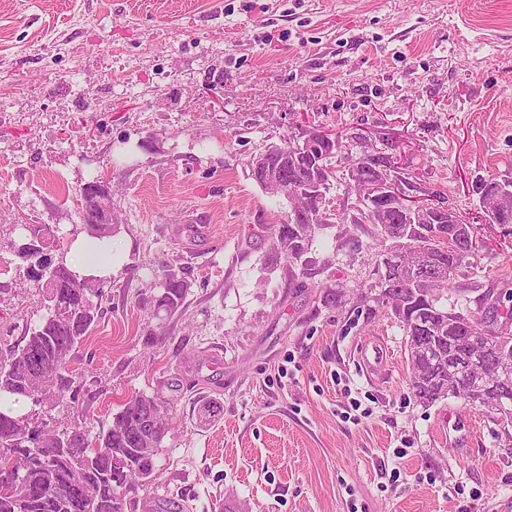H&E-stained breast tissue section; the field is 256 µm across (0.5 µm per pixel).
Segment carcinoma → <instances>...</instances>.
<instances>
[{"label":"carcinoma","instance_id":"carcinoma-1","mask_svg":"<svg viewBox=\"0 0 512 512\" xmlns=\"http://www.w3.org/2000/svg\"><path fill=\"white\" fill-rule=\"evenodd\" d=\"M324 164L325 181H330L331 159H322L312 152L290 149L273 153L267 158L271 170L288 176L286 194L291 196L309 176L316 163ZM92 181L82 188L80 194L81 217L90 237L112 238V225L92 223L86 194ZM479 203L486 216L494 224H512V211L497 214L496 202L512 198V179L479 180L476 185ZM407 226L404 244L410 248L423 249L437 257L444 241L456 248L455 261L447 265L444 280L438 285L441 291L459 270L466 266L473 248V231L469 224H422L405 219ZM274 238L284 244L288 259L298 260L312 242L316 231L314 224L274 225ZM76 274L69 268L64 256L38 280L33 281L41 289L45 301L50 305L47 317L21 338V342L0 353V393L18 395L39 402L33 381L29 378L32 360L37 357L53 358L57 366H48L44 375L48 378L60 373L58 397H68L74 405L80 403V392L74 388L73 369L69 368L73 355L98 319L97 304L93 298L102 294L100 288H82L74 281ZM190 284L185 277L171 268L166 270L159 283L161 292L152 297L157 311L171 315L182 306ZM397 293L401 305L392 309L394 316L403 324L406 333L408 361L412 369L411 392L416 402L429 406L450 396L461 399L469 407L489 409L482 385L466 379L462 388L448 392V377L445 368L448 362H463V356L474 346L480 345L494 355L512 357V341L484 343V321L474 320L452 308L439 304L438 299L420 297L412 284L398 283ZM429 336L437 345L436 357L439 365L424 364L427 372L418 367L419 353L414 351L418 337ZM142 420L125 403L114 415L112 424L97 436L90 437L84 430L74 428L56 432L39 425L28 415L0 413V476L6 469L19 471L24 476L26 492L18 497L0 491V512H73L68 489L73 482L85 483L99 489V497L87 504L86 512H125L126 494L135 489L136 481L148 480L155 474V465L143 460L133 451L130 439L141 433ZM97 448H110L124 454L126 467L116 471L108 461L91 462ZM54 480L61 494L51 502L39 498L38 485Z\"/></svg>","mask_w":512,"mask_h":512}]
</instances>
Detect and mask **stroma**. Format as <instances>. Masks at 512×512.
Listing matches in <instances>:
<instances>
[{
	"instance_id": "stroma-1",
	"label": "stroma",
	"mask_w": 512,
	"mask_h": 512,
	"mask_svg": "<svg viewBox=\"0 0 512 512\" xmlns=\"http://www.w3.org/2000/svg\"><path fill=\"white\" fill-rule=\"evenodd\" d=\"M316 130L355 155L399 143L417 193L474 227L449 305L512 310V224L475 191L512 179V0H0V229L45 225L62 252L85 184L112 197L113 272L71 362L81 403L43 402L39 422L94 436L132 396L167 406L126 512H512V427L411 393L404 328L375 301L390 243L352 221L343 163L326 203L347 221L297 261L274 250L291 205L252 159ZM0 255L1 349L46 310ZM170 266L190 287L166 317L151 298ZM209 401L223 412L204 422Z\"/></svg>"
}]
</instances>
